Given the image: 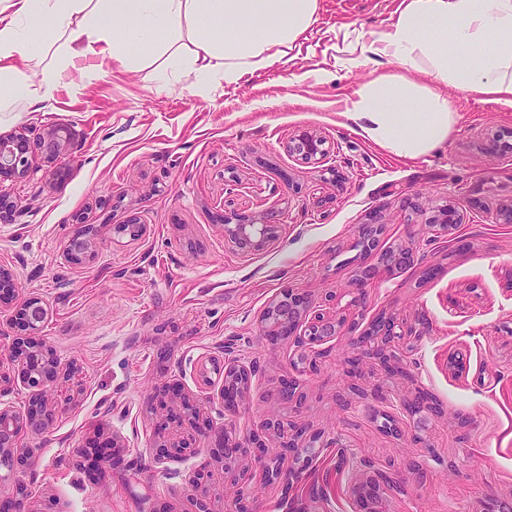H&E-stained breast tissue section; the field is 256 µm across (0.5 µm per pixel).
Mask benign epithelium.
Wrapping results in <instances>:
<instances>
[{
    "label": "benign epithelium",
    "mask_w": 512,
    "mask_h": 512,
    "mask_svg": "<svg viewBox=\"0 0 512 512\" xmlns=\"http://www.w3.org/2000/svg\"><path fill=\"white\" fill-rule=\"evenodd\" d=\"M71 132L65 126L51 125L44 129L36 139H30L24 133H13L0 136V185L6 181L25 176L29 166V156L37 152L52 163L64 154L69 147ZM326 141L314 130L301 131L293 141L291 149L305 159L317 161L326 152ZM279 225L277 224H226L224 234L240 249L260 250L276 238ZM95 251V242L82 226H77L70 239V259L82 261L88 259ZM417 260L415 251L401 248L396 257L382 260L380 267L373 272L379 277L383 272H389L394 264H411ZM15 284L11 273L0 267V303L14 297ZM44 307L35 298L21 303L16 310L17 319L27 329L37 331L44 318ZM398 327L392 316L381 315L372 321L368 330L353 337L355 346L363 351L369 350L378 355L393 357L396 352L386 350L375 344L382 336L395 335ZM264 334L271 338L292 336L296 343L316 352V347L330 342L339 334L336 319L326 315L315 299L304 293L285 291L281 299L272 303L264 312L261 319ZM17 366L18 374L23 383L33 389L36 394L29 406L26 418L0 409V467L9 469L23 463L14 457L16 440L22 430L41 434L46 430V424L52 417L45 395L47 376L56 369V361L51 349L42 341L31 339L27 342L12 340L7 345L0 346V366L4 363ZM214 447L220 449L223 457L232 459L242 454L243 448L234 439L220 434L214 439ZM0 512H31L28 495L19 489L11 493H0Z\"/></svg>",
    "instance_id": "benign-epithelium-1"
}]
</instances>
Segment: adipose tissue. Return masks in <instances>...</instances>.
I'll return each instance as SVG.
<instances>
[{"label": "adipose tissue", "mask_w": 512, "mask_h": 512, "mask_svg": "<svg viewBox=\"0 0 512 512\" xmlns=\"http://www.w3.org/2000/svg\"><path fill=\"white\" fill-rule=\"evenodd\" d=\"M318 0H0V109L50 97L78 58H162V81L236 82L287 55L315 22ZM84 25L74 29L75 16ZM51 30L60 43L36 40ZM397 70L356 91L346 115L399 159L443 145L459 115L438 88L512 105V0H401L395 22L362 45ZM55 65L33 70L45 55Z\"/></svg>", "instance_id": "ef3b65f1"}]
</instances>
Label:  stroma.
Listing matches in <instances>:
<instances>
[{"mask_svg": "<svg viewBox=\"0 0 512 512\" xmlns=\"http://www.w3.org/2000/svg\"><path fill=\"white\" fill-rule=\"evenodd\" d=\"M317 23L287 58L237 84L200 89L161 82V60L131 67L77 61L45 100L0 112V135L69 127L65 156L32 155L26 175L0 192L14 206L0 223V267L17 301L42 302L39 335L57 372L47 383L55 417L24 433L27 465L0 469V492L24 486L32 512H353V489L380 487L379 512H501L512 502V106L441 88L459 121L446 143L399 160L363 137L347 101L387 58L345 61L396 19L400 0H318ZM318 131L327 155L289 151L299 130ZM461 222L441 229L445 207ZM273 217L278 236L259 250L227 240L225 224ZM136 221L135 238L116 234ZM92 257L67 259L76 225ZM381 227L364 250L361 227ZM417 251L352 306L354 282L383 252ZM306 293L346 328L316 367L291 338L270 341L260 318L284 290ZM402 322L408 350L393 372L363 361L347 373L351 333L379 313ZM252 366L235 410L220 396L224 361ZM295 377L300 402L279 397ZM432 407L427 427L401 401ZM304 426L305 468L264 477L269 454L239 456L244 482L221 481L224 461L205 431L240 440L262 422ZM114 438L119 460L88 470L80 453ZM182 457L156 462L173 439ZM211 482H194L201 460Z\"/></svg>", "mask_w": 512, "mask_h": 512, "instance_id": "1", "label": "stroma"}]
</instances>
